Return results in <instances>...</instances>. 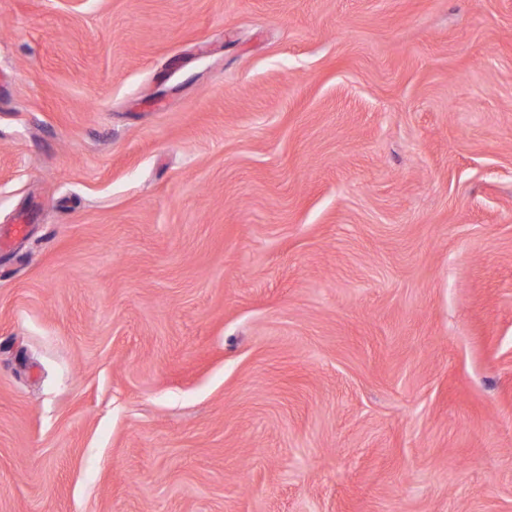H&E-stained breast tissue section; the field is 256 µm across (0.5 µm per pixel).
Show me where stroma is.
Listing matches in <instances>:
<instances>
[{"label":"stroma","instance_id":"obj_1","mask_svg":"<svg viewBox=\"0 0 512 512\" xmlns=\"http://www.w3.org/2000/svg\"><path fill=\"white\" fill-rule=\"evenodd\" d=\"M0 512H512V0H0Z\"/></svg>","mask_w":512,"mask_h":512}]
</instances>
